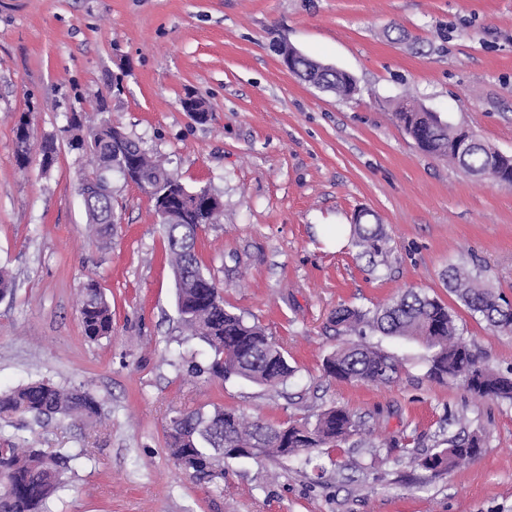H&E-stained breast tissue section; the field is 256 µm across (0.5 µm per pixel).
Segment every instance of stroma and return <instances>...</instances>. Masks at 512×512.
Masks as SVG:
<instances>
[{
  "instance_id": "obj_1",
  "label": "stroma",
  "mask_w": 512,
  "mask_h": 512,
  "mask_svg": "<svg viewBox=\"0 0 512 512\" xmlns=\"http://www.w3.org/2000/svg\"><path fill=\"white\" fill-rule=\"evenodd\" d=\"M285 42L350 73L348 99L291 74ZM412 96L512 156V0H0V391L46 380L88 389L85 425L0 420V442L86 449L63 475L64 512H512V404L426 374V349L366 333L400 363L387 384L339 381L323 360L352 342L330 315L414 288L447 304L494 371L512 335L492 333L451 293L463 265L512 302V187L421 152L391 116ZM198 97V120L182 106ZM106 118L161 156L188 189L223 205L198 255L225 306L259 323L294 374L277 387L209 374L212 349L183 331L162 226L149 199L112 178L111 239L86 222L87 157L61 133L72 112ZM57 138L49 171L19 169L16 125ZM382 225L372 267L356 218ZM96 280L111 336L86 338L82 290ZM221 406L278 425L332 407L361 421L341 448L290 459L228 458L217 481L185 473L166 447L178 412ZM480 438L455 472L422 468L458 430Z\"/></svg>"
}]
</instances>
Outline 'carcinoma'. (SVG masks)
<instances>
[{"instance_id":"obj_1","label":"carcinoma","mask_w":512,"mask_h":512,"mask_svg":"<svg viewBox=\"0 0 512 512\" xmlns=\"http://www.w3.org/2000/svg\"><path fill=\"white\" fill-rule=\"evenodd\" d=\"M296 76L316 83L340 97L357 92L356 81L345 73L326 70L312 60L299 62ZM395 117L416 146L424 153L452 163L471 176L512 185V157L485 145L480 140L466 153L454 147L459 127L438 119L406 98L395 107ZM64 131L71 133V146L90 156L92 169L80 181L90 194L84 202L89 224L102 238L112 235L109 223L114 201L108 174L117 172L123 180L151 187L152 196L176 198L187 193L180 178L165 162L141 148L127 134L116 135L106 120L91 121L73 112ZM31 134L28 124L16 128V163L29 164ZM40 164L46 171L56 162L57 145L52 137L39 145ZM198 201L184 209L181 221L164 225L166 254L175 273L181 275L180 322L186 333L196 336L214 350L211 375L237 376L251 382L277 386L292 376L280 348L266 330L256 323L224 308V298L213 280L207 278L197 253L198 232L203 224L216 223L222 211L205 205L207 187L197 190ZM355 244L363 254L375 258L385 254L380 225L357 223L353 228ZM447 287L470 311L480 315L488 328L499 335H512V311L492 289L458 266L448 267ZM83 332L91 340L111 335L112 309L94 281L83 288L80 308ZM336 331L363 333L368 327L384 336L416 339L431 351L428 377L444 381L459 380L477 398H493L512 403V378L483 366L480 357L464 341L454 316L439 299L410 289L391 302L373 310L341 305L331 316ZM325 374L337 380L362 383H388L399 372L398 361L389 353L364 344H347L325 359ZM23 412L49 421L71 418L83 424L101 420L103 409L89 391L65 388L49 381H36L0 392V419ZM171 421L166 438L171 455L180 468L202 477L223 472L224 449L252 448L260 457L288 458L314 448L338 447L358 434L360 421L343 408H330L316 416L315 423L302 418L281 427L261 423L245 413L216 407L210 412L193 409L179 413ZM448 447L433 448L419 458V465L435 473H450L470 462L481 451L475 436L454 435ZM85 455L51 454L40 448L18 446L4 441L0 446V512H52L50 504L60 500L62 474L71 461Z\"/></svg>"}]
</instances>
